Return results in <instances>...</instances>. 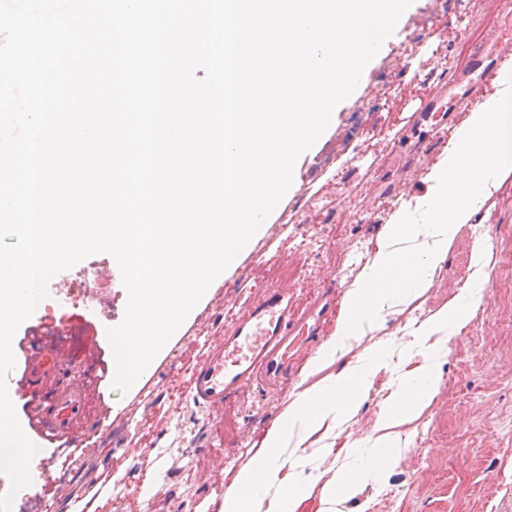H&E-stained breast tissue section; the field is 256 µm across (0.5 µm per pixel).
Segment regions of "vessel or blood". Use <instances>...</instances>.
Segmentation results:
<instances>
[{"mask_svg": "<svg viewBox=\"0 0 512 512\" xmlns=\"http://www.w3.org/2000/svg\"><path fill=\"white\" fill-rule=\"evenodd\" d=\"M468 70L478 73L463 105L477 103L488 93V87L499 74L498 66H486L480 55H473ZM333 303H325L316 320H308L291 289L268 288L262 301L237 322L233 335L225 337L222 348L209 352L194 366L188 380V393L202 406L220 409L230 395L253 385L282 386L297 367L292 351L300 336L320 334ZM77 338L70 321L30 325L25 350L26 370L15 382V391L26 400L24 429L59 442L62 449L79 447L82 436L74 426L85 415L86 393L79 382L58 389L53 398L44 391L64 363L57 356L60 346Z\"/></svg>", "mask_w": 512, "mask_h": 512, "instance_id": "vessel-or-blood-1", "label": "vessel or blood"}]
</instances>
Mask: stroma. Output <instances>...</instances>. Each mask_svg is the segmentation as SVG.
Returning <instances> with one entry per match:
<instances>
[{"label":"stroma","mask_w":512,"mask_h":512,"mask_svg":"<svg viewBox=\"0 0 512 512\" xmlns=\"http://www.w3.org/2000/svg\"><path fill=\"white\" fill-rule=\"evenodd\" d=\"M465 0H416L398 42L381 47L357 95L345 102L315 151L298 162L296 187L279 202L252 251L217 278L167 348L136 386L113 388L106 365L112 350L102 336L118 326L127 292L111 255L98 253L55 275L33 321L68 317L79 336L100 343V366L86 382L80 429L99 424L112 436L65 458V478L48 495L59 512H219L221 496L261 449L266 433L287 409L293 393L314 384L310 370L335 333L330 317L299 358L302 369L277 388L254 386L229 398L223 417L179 395L185 370L223 343L234 319L261 299L264 288L288 286L302 301L324 295L342 301L378 244L401 202L425 192V178L448 142L441 128L458 127L467 106L445 99L433 124L414 125L424 94L457 85L459 28L495 16L494 31L471 51L501 54L499 39L512 25L501 0H481L466 13ZM441 47L445 58L431 55ZM395 90L392 99L382 91ZM485 235L491 261L486 279L474 276L472 251ZM509 284L492 289L491 280ZM481 298L466 324L452 335L425 340L414 329L452 299ZM378 358L368 395L356 412L303 444L307 472L325 483L359 470L357 484L341 496L338 512H512V175L494 197L483 227L466 224L421 297L398 305L380 327L353 342L337 368ZM433 358L441 376L438 394L422 415L401 429L400 457L378 466L372 442L383 406L402 374Z\"/></svg>","instance_id":"obj_1"}]
</instances>
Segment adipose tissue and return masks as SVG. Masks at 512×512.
Returning a JSON list of instances; mask_svg holds the SVG:
<instances>
[{
	"mask_svg": "<svg viewBox=\"0 0 512 512\" xmlns=\"http://www.w3.org/2000/svg\"><path fill=\"white\" fill-rule=\"evenodd\" d=\"M511 171L512 96L506 94L470 112L447 153L432 166L426 194L404 202L393 214L376 253L346 293L335 336L313 364L320 380L295 395L262 450L226 489L220 512H301L313 488L302 471L286 468L293 433L309 436L327 420L350 415L372 384L371 366L335 373L332 365L349 352L350 339L373 331L400 301L418 298L430 288L458 229L472 223ZM440 384L430 363L403 380L386 400L376 454H399V427L422 414Z\"/></svg>",
	"mask_w": 512,
	"mask_h": 512,
	"instance_id": "ef3b65f1",
	"label": "adipose tissue"
}]
</instances>
